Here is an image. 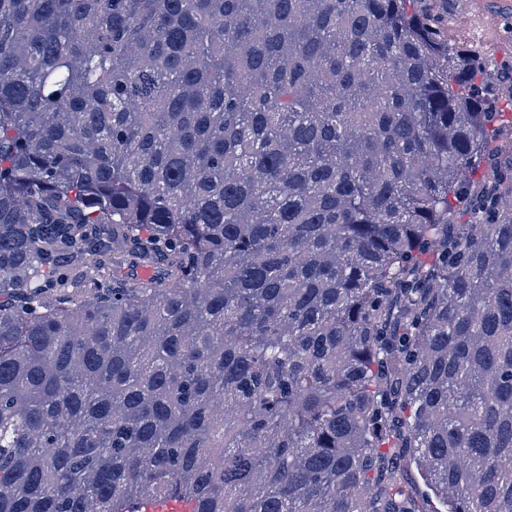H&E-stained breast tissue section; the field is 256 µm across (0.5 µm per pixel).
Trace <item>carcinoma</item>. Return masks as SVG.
Instances as JSON below:
<instances>
[{"label": "carcinoma", "mask_w": 512, "mask_h": 512, "mask_svg": "<svg viewBox=\"0 0 512 512\" xmlns=\"http://www.w3.org/2000/svg\"><path fill=\"white\" fill-rule=\"evenodd\" d=\"M501 116L427 0H0V512H512ZM135 512H193L191 504L182 500H158L155 498L142 501Z\"/></svg>", "instance_id": "carcinoma-1"}]
</instances>
